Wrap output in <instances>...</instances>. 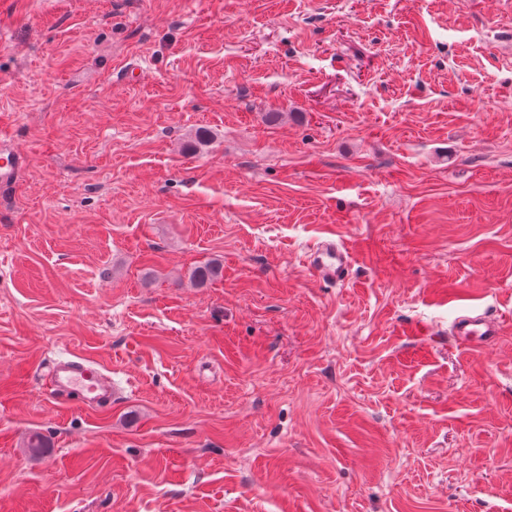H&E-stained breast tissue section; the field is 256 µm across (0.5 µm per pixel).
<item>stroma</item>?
<instances>
[{"label": "stroma", "mask_w": 512, "mask_h": 512, "mask_svg": "<svg viewBox=\"0 0 512 512\" xmlns=\"http://www.w3.org/2000/svg\"><path fill=\"white\" fill-rule=\"evenodd\" d=\"M0 126V512H512V0H0ZM25 156L12 137L0 132V188L13 187L24 167ZM303 264L316 280L336 286L349 278L352 257L343 244L328 237L305 253ZM498 334V320L487 314L459 316L450 331L459 343L472 348L491 344ZM54 359L44 371L46 395L52 402L76 399L87 408L100 410L112 404V376L88 358L74 352ZM108 372V371H107ZM91 381L96 390L88 392Z\"/></svg>", "instance_id": "1"}]
</instances>
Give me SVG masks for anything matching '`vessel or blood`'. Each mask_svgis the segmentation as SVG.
<instances>
[{
    "instance_id": "1",
    "label": "vessel or blood",
    "mask_w": 512,
    "mask_h": 512,
    "mask_svg": "<svg viewBox=\"0 0 512 512\" xmlns=\"http://www.w3.org/2000/svg\"><path fill=\"white\" fill-rule=\"evenodd\" d=\"M24 164L25 157L12 137L0 132V188L14 186ZM303 264L316 280L336 286L348 279L352 257L343 244L328 237L305 253ZM450 334L465 346H486L498 336L499 322L487 314L465 315L455 320ZM44 380L52 402L75 399L94 410L112 403L111 376L82 355L69 352L54 359L44 372Z\"/></svg>"
}]
</instances>
